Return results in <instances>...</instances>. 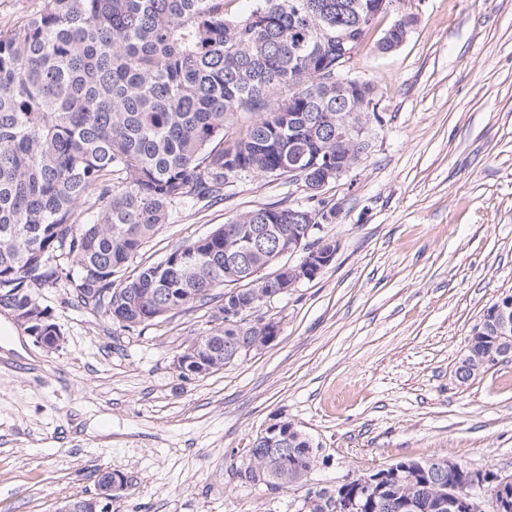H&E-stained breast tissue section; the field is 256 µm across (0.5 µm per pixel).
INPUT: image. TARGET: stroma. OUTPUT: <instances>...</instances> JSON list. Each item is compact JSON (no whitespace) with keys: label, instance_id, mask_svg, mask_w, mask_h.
<instances>
[{"label":"stroma","instance_id":"stroma-1","mask_svg":"<svg viewBox=\"0 0 512 512\" xmlns=\"http://www.w3.org/2000/svg\"><path fill=\"white\" fill-rule=\"evenodd\" d=\"M407 40L379 54L375 18L347 63L378 90L367 149L311 196L303 180L249 176L207 208L172 212L137 272L236 215L280 202L336 206L332 262L267 300L270 345L182 378L175 357L215 303L113 331L73 288L40 299L64 341L45 353L0 315V512H56L124 474L108 512H300L306 491L242 482L278 420L320 448L314 485L431 456L512 477V360L459 382L484 307L512 292V0H404Z\"/></svg>","mask_w":512,"mask_h":512}]
</instances>
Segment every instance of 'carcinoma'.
<instances>
[{"instance_id": "cac0c4a2", "label": "carcinoma", "mask_w": 512, "mask_h": 512, "mask_svg": "<svg viewBox=\"0 0 512 512\" xmlns=\"http://www.w3.org/2000/svg\"><path fill=\"white\" fill-rule=\"evenodd\" d=\"M232 2L43 0L0 33V293L17 291L0 303L21 310L23 332L53 335L39 297L46 287L72 286L83 307L122 331L222 289L216 325L180 351L181 376H205L238 360L241 347L267 344L269 325L256 311L269 284L228 257L254 225L276 228L286 246L297 225L335 217L322 201L312 210L277 204L242 213L116 280L183 200L205 206L243 176L292 177L297 154L309 188L323 167L359 161L365 139L336 134V114L378 119L366 109L375 85L346 77L328 87L324 76L361 44L368 27L360 20L393 0H254L240 18L229 14ZM407 37L397 17L376 50L391 53ZM239 112L252 120L226 146L224 127ZM82 205L92 211L85 224L75 218ZM500 301L471 329L462 383L490 369ZM271 427L284 453L268 447L267 433L256 435L240 478L274 490L308 485L319 448L287 420ZM386 493L391 512L407 500L415 512H434L419 479Z\"/></svg>"}]
</instances>
